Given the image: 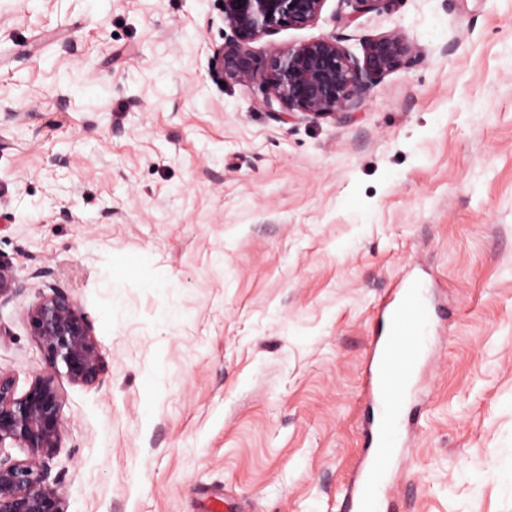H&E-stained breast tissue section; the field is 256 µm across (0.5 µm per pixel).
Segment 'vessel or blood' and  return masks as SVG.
I'll return each instance as SVG.
<instances>
[{"label":"vessel or blood","instance_id":"obj_1","mask_svg":"<svg viewBox=\"0 0 512 512\" xmlns=\"http://www.w3.org/2000/svg\"><path fill=\"white\" fill-rule=\"evenodd\" d=\"M381 324L370 341L366 396L379 411L370 426L372 455L364 458L345 498L347 512H389L390 462L404 448V414L428 359L433 312L423 286L400 279L378 305Z\"/></svg>","mask_w":512,"mask_h":512}]
</instances>
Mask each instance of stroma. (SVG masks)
Returning <instances> with one entry per match:
<instances>
[{"label":"stroma","instance_id":"35a3bbf8","mask_svg":"<svg viewBox=\"0 0 512 512\" xmlns=\"http://www.w3.org/2000/svg\"><path fill=\"white\" fill-rule=\"evenodd\" d=\"M349 0L250 45L400 32L356 113L283 122L217 82V0H0V371L45 368L26 312L60 288L105 370L58 375L68 512H341L372 414L376 305L438 310L392 465L399 512H512V0ZM22 289L14 273L13 263L0 255V303L10 300Z\"/></svg>","mask_w":512,"mask_h":512}]
</instances>
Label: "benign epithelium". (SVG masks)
Masks as SVG:
<instances>
[{
  "label": "benign epithelium",
  "mask_w": 512,
  "mask_h": 512,
  "mask_svg": "<svg viewBox=\"0 0 512 512\" xmlns=\"http://www.w3.org/2000/svg\"><path fill=\"white\" fill-rule=\"evenodd\" d=\"M224 26L231 35L216 50L217 80L262 84L282 104L279 118L318 120L362 104L361 95L375 79L411 54L403 36L392 32L374 39L364 62L352 59L334 38H319L275 50L256 67L250 44L283 27L303 28L315 22L325 0H219ZM357 16L376 11L382 0H350ZM22 290L13 263L0 256V302ZM27 323L46 361L27 390L0 371V512H67L61 491L48 480L65 434L57 385L59 365L70 381L93 385L104 371V357L93 326L81 304L54 288L28 309ZM18 448L24 457L13 456Z\"/></svg>",
  "instance_id": "7a95c632"
}]
</instances>
